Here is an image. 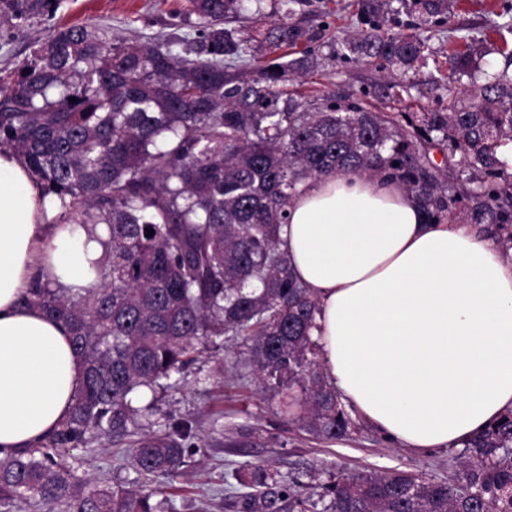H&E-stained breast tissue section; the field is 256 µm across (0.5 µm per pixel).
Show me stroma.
Instances as JSON below:
<instances>
[{"instance_id": "obj_1", "label": "stroma", "mask_w": 512, "mask_h": 512, "mask_svg": "<svg viewBox=\"0 0 512 512\" xmlns=\"http://www.w3.org/2000/svg\"><path fill=\"white\" fill-rule=\"evenodd\" d=\"M511 3L456 0L447 24L427 31L426 61L410 76L418 85L411 111L445 108L450 95L460 94V85L438 87L434 81L447 52L465 49L467 39L484 41L482 68L494 72L503 67V50L512 42V34L494 32L492 25ZM187 6L188 0H0V79L14 81L16 71L33 59L35 49L53 28L92 19L128 37L186 33L190 30L185 21ZM357 12V0H303L301 7L308 25L317 30L324 43L342 31L354 30ZM391 69L383 60L335 59L322 62L297 86L310 95L358 94L369 90ZM219 364L224 367L220 378L214 375ZM158 408L157 419L162 423L170 418H192L206 432H211L214 422L224 424L223 435H214L212 442L189 459L183 476L172 481L160 479V487L171 490L169 512H241L240 500L247 489L237 482L236 475L256 466L303 485L325 481L340 469H399L448 482L456 477L454 450L416 454L363 422L348 438H317L296 418L281 412L277 394L258 386L246 351L230 337L214 359L190 367L179 389L164 395ZM78 474L115 484L134 477L113 446L94 449Z\"/></svg>"}]
</instances>
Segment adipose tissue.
Listing matches in <instances>:
<instances>
[{
  "label": "adipose tissue",
  "mask_w": 512,
  "mask_h": 512,
  "mask_svg": "<svg viewBox=\"0 0 512 512\" xmlns=\"http://www.w3.org/2000/svg\"><path fill=\"white\" fill-rule=\"evenodd\" d=\"M57 207L0 153V458L70 414L84 381L68 329L24 295L88 286L107 225ZM278 247L319 301L313 332L341 401L413 451L461 447L512 410V259L467 224L427 223L398 184L331 173L292 201Z\"/></svg>",
  "instance_id": "adipose-tissue-1"
}]
</instances>
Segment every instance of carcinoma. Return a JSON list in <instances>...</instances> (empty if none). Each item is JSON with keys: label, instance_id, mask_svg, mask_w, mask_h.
<instances>
[{"label": "carcinoma", "instance_id": "1", "mask_svg": "<svg viewBox=\"0 0 512 512\" xmlns=\"http://www.w3.org/2000/svg\"><path fill=\"white\" fill-rule=\"evenodd\" d=\"M278 2L254 48L226 27L244 0H190L193 37L130 38L93 20L64 26L0 86V150L18 154L59 199L58 223L110 233L94 285L73 292L38 281L24 297L68 326L85 383L52 433L0 459V512H165L150 483L183 473L195 428L182 419L154 430L141 419L226 336L249 349L284 412L329 441L355 430L312 336L317 301L278 249L308 182L335 172L382 178L411 193L427 223L491 225L512 250V173L497 155L512 141L508 70L418 119L351 96L310 100L285 82L315 71L314 52L289 58L315 34L295 19L300 0ZM393 2L359 0L364 28L336 37L330 54L416 70L424 39L383 29L399 14ZM399 2L408 27L448 22L451 0ZM477 55L474 42L449 54L445 80L471 75ZM411 88L383 76L371 95L395 103ZM432 145L460 157L457 167L434 164ZM101 440L129 442L130 482L76 475L71 452ZM456 460L453 483L339 470L306 488L258 467L243 512H512L511 412Z\"/></svg>", "mask_w": 512, "mask_h": 512}]
</instances>
